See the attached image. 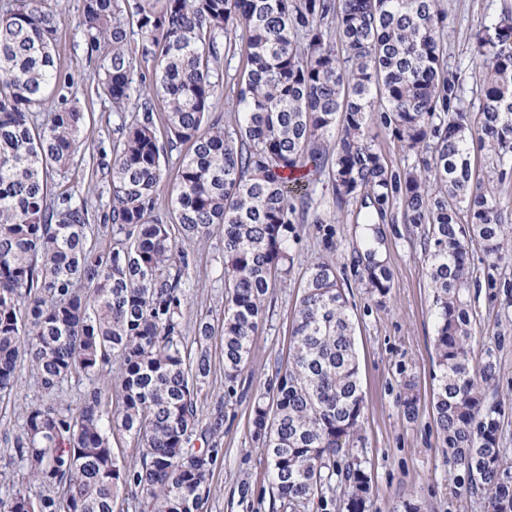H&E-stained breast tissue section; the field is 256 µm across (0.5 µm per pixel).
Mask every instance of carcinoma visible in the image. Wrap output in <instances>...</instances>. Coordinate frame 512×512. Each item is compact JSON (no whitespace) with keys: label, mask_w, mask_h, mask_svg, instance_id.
<instances>
[{"label":"carcinoma","mask_w":512,"mask_h":512,"mask_svg":"<svg viewBox=\"0 0 512 512\" xmlns=\"http://www.w3.org/2000/svg\"><path fill=\"white\" fill-rule=\"evenodd\" d=\"M82 26L100 64L101 93L119 114L104 223L88 201L58 190L84 142L74 103L39 112L64 89L54 46L60 20L44 0H0V402L27 364L50 399L32 406L9 464L40 493L17 489L0 512H204L224 432L223 404L198 430L212 346L224 396L237 393L277 284L294 258L288 242L311 222L310 185L326 165L336 206L359 200L363 224L419 227L433 296L432 413L468 494L512 512L509 417L493 397L500 363L476 352L468 299L478 249L496 263L512 233V0L470 34L471 69L448 62L441 0H83ZM142 35L151 80L124 46ZM240 57L236 128L209 112L220 59ZM143 98L125 111L134 82ZM478 100L473 111L465 85ZM163 102L158 112L154 100ZM388 130L416 155L390 165L370 137ZM179 153L171 209L156 210L166 160ZM222 238L224 313L186 330V245ZM364 240L371 287L388 268ZM83 386L75 410L63 384ZM365 411L349 300L336 264L304 273L278 362L252 401V438L269 487L289 512L324 504L369 512L371 477L353 453ZM200 446H195V442Z\"/></svg>","instance_id":"obj_1"}]
</instances>
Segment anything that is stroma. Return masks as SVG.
Masks as SVG:
<instances>
[{
    "label": "stroma",
    "mask_w": 512,
    "mask_h": 512,
    "mask_svg": "<svg viewBox=\"0 0 512 512\" xmlns=\"http://www.w3.org/2000/svg\"><path fill=\"white\" fill-rule=\"evenodd\" d=\"M61 19L55 53L59 68L69 75L80 106L88 112L87 138L78 164L65 175V185L88 200L92 223L108 211L111 194L99 168L112 160L113 130L119 122L111 102L99 90V59L90 57L82 35V0H45ZM448 12V61L468 68L469 35L485 16L495 14L500 0H442ZM319 212L335 218L334 235L313 224L298 227L290 243L294 267L285 284L275 289L266 320L256 336L236 396L220 404L224 393V365L220 353L212 355V371L202 395L204 414L215 407L224 411L222 451L214 467L210 497L204 512H283L269 493L266 464L250 432L252 399L272 376L278 361L288 356V330L307 266L319 258L334 260L349 287L348 296L356 327L360 377L365 396L359 454L372 476L370 512H401L405 500L422 504L424 512H488V499L464 497L459 471L449 462L436 434L431 409V369L435 319L428 286L420 230L411 224L379 225L380 250L390 274L385 298L372 295L361 261L362 232L357 220L359 203L337 208L328 179L314 185ZM195 260L186 271L188 318L224 312V284L219 278L220 239L194 246ZM477 282L469 292L476 310L477 328L498 356L501 370L496 397L512 409V265L494 267L482 252H474ZM17 393L0 405V496L21 482V474L7 461L11 441L23 417L43 394L27 366L18 371ZM416 385L417 409L406 418L399 405L405 381ZM248 494H241V487Z\"/></svg>",
    "instance_id": "1"
}]
</instances>
